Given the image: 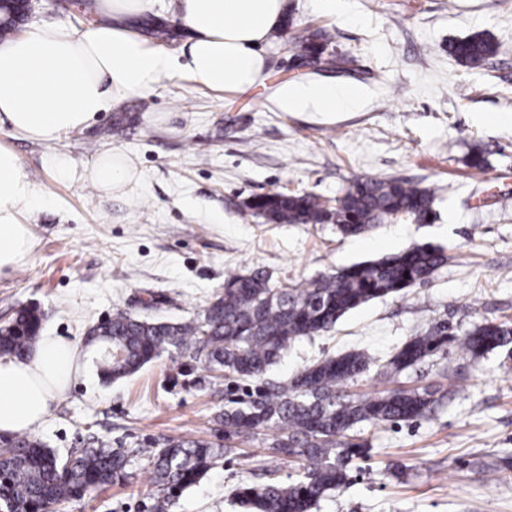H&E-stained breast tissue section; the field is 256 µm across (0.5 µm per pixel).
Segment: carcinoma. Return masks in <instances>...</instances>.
Masks as SVG:
<instances>
[{
	"label": "carcinoma",
	"mask_w": 512,
	"mask_h": 512,
	"mask_svg": "<svg viewBox=\"0 0 512 512\" xmlns=\"http://www.w3.org/2000/svg\"><path fill=\"white\" fill-rule=\"evenodd\" d=\"M21 6L4 4L0 40L12 36ZM331 38L317 31L298 44L310 56L334 66ZM499 44L478 33L450 44L465 67H477L498 53ZM429 190L396 179L357 178L334 205L325 207L308 193L271 192L253 197L247 208L267 224H334L356 236L399 218L425 222L431 215ZM446 261L444 249L416 244L391 257L364 261L309 283L278 285L265 272L231 274L224 295L201 320L146 319L117 309L93 326L89 342L99 351V376L107 384L124 379L168 354L189 356L224 377L228 399L218 421L225 438L253 441L273 432L268 450L299 462L297 478L284 483L276 472L260 485L244 483L235 498L244 512H312L320 499L348 483V465L369 457L368 443L354 429L361 423L386 424L421 418L431 411L426 389H394L374 396L339 393L348 382L371 372L399 375L448 353L456 342L473 359L512 346V324L483 320L456 335L445 323L412 336L379 365L361 350L328 356L304 367L288 383L266 379L269 366L291 342L330 329L348 311L372 299L400 294L427 281ZM43 315L22 306L0 323V356L25 359L40 339ZM232 452L228 445L195 437L168 439L138 449L158 488L156 512H166L172 497L196 485L211 466ZM128 454L113 448H83L60 457L37 439L0 434V512H56L66 501L128 482Z\"/></svg>",
	"instance_id": "carcinoma-1"
}]
</instances>
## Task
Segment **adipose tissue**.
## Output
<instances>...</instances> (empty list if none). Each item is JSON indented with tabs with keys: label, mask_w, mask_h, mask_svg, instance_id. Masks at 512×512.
<instances>
[{
	"label": "adipose tissue",
	"mask_w": 512,
	"mask_h": 512,
	"mask_svg": "<svg viewBox=\"0 0 512 512\" xmlns=\"http://www.w3.org/2000/svg\"><path fill=\"white\" fill-rule=\"evenodd\" d=\"M158 0H96L98 23L78 31L45 22L0 43V129L38 143L87 127L99 113L150 92L162 77L187 73L214 91L238 92L259 84L267 70L271 34L287 14V0H169L186 30L170 53L135 30L133 18L155 14ZM351 89L299 84L275 94L278 108L335 111L355 100ZM101 191L119 193L138 180L120 154L105 152L87 166ZM39 195L18 156L0 147V270L33 250L24 214ZM78 343L45 336L28 361L0 359V434L34 431L79 376Z\"/></svg>",
	"instance_id": "ef3b65f1"
}]
</instances>
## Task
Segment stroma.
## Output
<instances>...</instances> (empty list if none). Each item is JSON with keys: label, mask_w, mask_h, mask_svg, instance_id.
<instances>
[{"label": "stroma", "mask_w": 512, "mask_h": 512, "mask_svg": "<svg viewBox=\"0 0 512 512\" xmlns=\"http://www.w3.org/2000/svg\"><path fill=\"white\" fill-rule=\"evenodd\" d=\"M294 24L276 30L261 84L214 92L187 76L102 113L51 145L0 130L35 181L41 202L26 216L35 247L0 272V321L38 304L44 331L81 343L85 371L35 439L65 456L105 445L130 455L128 484L57 512H155L156 487L136 451L166 438L215 439L224 426V386L188 358L161 357L105 384L88 330L125 308L141 317L202 319L231 273L263 270L284 284L307 282L418 243L448 256L407 293L371 300L330 330L293 342L268 379L286 381L329 355L364 350L387 361L433 325L454 332L483 319L512 323V0H288ZM323 30L342 68L296 65L302 31ZM490 34L500 45L468 69L449 43ZM352 87L354 104L333 112L280 111L284 84ZM506 117L497 125L487 115ZM139 172L106 195L84 180L106 150ZM481 152L482 169L469 166ZM401 179L434 195V218L401 219L356 237L332 224H268L247 209L255 195L302 192L335 199L354 178ZM428 388L429 417L359 428L369 457L313 512H512V358L480 363L459 347L394 378L365 376L344 393ZM268 432L236 447L167 512H240L233 492L263 469L292 482L289 458L269 453Z\"/></svg>", "instance_id": "1"}]
</instances>
